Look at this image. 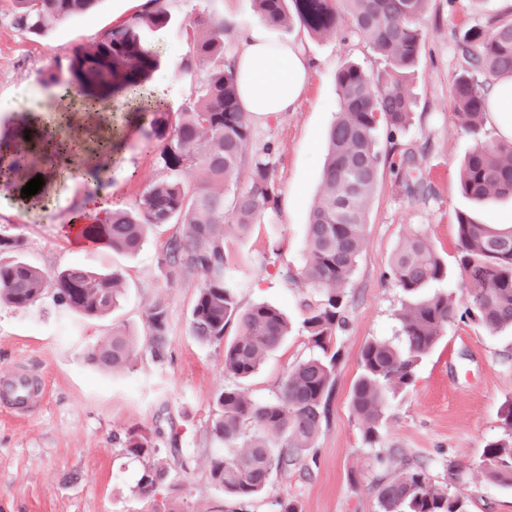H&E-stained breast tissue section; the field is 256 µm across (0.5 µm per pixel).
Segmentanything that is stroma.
<instances>
[{
  "mask_svg": "<svg viewBox=\"0 0 512 512\" xmlns=\"http://www.w3.org/2000/svg\"><path fill=\"white\" fill-rule=\"evenodd\" d=\"M134 0H98L40 36L18 30L11 0H0V141L20 142L28 118L55 107L42 74L53 62H66L80 46L98 40L118 15H130ZM170 15L162 29L144 30L158 50L160 65L150 76L164 88L168 110L176 112L203 83L207 62L183 69L189 46L186 32L202 13L224 20L230 56H237L240 29L255 20L252 0H165ZM512 18L505 0H431L423 21L425 43L410 84L416 100L401 146L415 154L423 183L407 193L390 159L380 161L379 180L367 216L364 241L348 289L349 326L336 343L331 414L301 468L288 478L274 477L266 495L247 502L227 497L210 477L208 461L222 446L211 433L215 397L224 387L241 386L251 397L275 398L288 373L309 352L308 339L293 331L252 378L238 382L224 373V348L191 333V309L203 273L181 275L160 265L174 229L153 228L148 242L129 256L95 245L75 246L62 233L70 214L106 193L128 205L158 177L156 136L139 129L132 113L73 115V134L89 124L119 138L111 154L79 158L98 179L70 181L56 168L42 186L37 204L15 213L13 186L0 185V234L21 238L22 260L46 273L80 264L95 272L120 269L125 294L103 317L85 318L58 306L51 295L16 309L0 305V372L24 368L45 390L42 401L18 410L0 401V512H271L275 498L297 500L301 512H378L374 480L390 470L375 460L362 440L350 396L359 373V353L372 338L392 335L405 295L384 277L391 256L407 237L422 233L448 264L444 288L461 294L466 283L454 262L455 216L466 211L487 224L512 217V198L474 204L459 191V167L474 140L457 122L452 82L464 64L459 37L473 27L487 28L492 17ZM276 41L299 45L311 62L309 85L293 109L252 116L250 151L278 148L275 178L279 211L273 220L252 225L242 238L231 237V255H265L264 263L242 269L241 306L265 302L300 323V301L308 291L286 283L284 269L299 271L307 255L306 224L321 190L325 142L337 111L335 74L345 61L375 70L379 61L358 36L341 32L323 38L300 27L272 29ZM168 305L165 357L155 360L139 346L125 369L103 370L90 355L120 328L145 339L148 311L156 301ZM512 400V334H491L479 323H449L437 348L420 365L414 385L386 421L383 444L426 463L437 481L450 482L469 512H512V488L491 483L475 462L485 446L505 437L501 410ZM148 437L156 460L170 463L181 449L186 468L172 466L152 495L138 491L145 460L125 452L129 435ZM456 476H449V463Z\"/></svg>",
  "mask_w": 512,
  "mask_h": 512,
  "instance_id": "stroma-1",
  "label": "stroma"
}]
</instances>
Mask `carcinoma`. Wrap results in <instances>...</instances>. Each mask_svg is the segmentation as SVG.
<instances>
[{
  "mask_svg": "<svg viewBox=\"0 0 512 512\" xmlns=\"http://www.w3.org/2000/svg\"><path fill=\"white\" fill-rule=\"evenodd\" d=\"M127 22L105 30L99 40L76 49L66 65L56 63L43 82L70 97L100 101L116 92L137 95L159 63L158 52L144 41L145 28H163L170 16L163 0ZM258 15L273 28L299 23L320 37L345 28L360 34L380 61L367 71L348 61L336 72L338 111L327 138L321 191L307 224L308 255L301 271H283L288 283L302 282L319 296L301 301L302 329L315 354L299 361L284 378L272 401L259 402L239 387L216 397L213 436L224 454L209 460L211 479L236 500L265 494L273 476L294 471L326 417L335 384L339 332L348 323L346 290L361 251L367 212L379 177L378 136L394 137L410 125L415 100L410 80L424 42L423 19L430 0H253ZM97 0H13L17 28L40 36L69 17L86 13ZM191 60L209 70L195 99L186 103L167 128L162 103L142 108L139 119L161 140L155 163L158 178L132 207H112L106 224L84 230L91 240L116 252L135 254L152 226L176 227L160 263L181 273L206 275L191 313L193 336L224 343V373L239 381L252 377L292 331L278 307L238 300L237 269L267 256L242 255L230 262L227 239L243 235L257 221L278 210L280 189L274 176L276 148L270 144L247 155L251 140L249 113L239 104L235 61L224 45L226 25L209 15L191 24ZM467 67L453 81L454 115L470 133L482 130L488 102L486 80L512 78V19H495L492 30L469 29L459 39ZM249 163L247 187L237 183L239 168ZM200 174L191 191L185 176ZM460 192L484 201L512 196V141L475 147L465 158ZM457 264L469 284L465 302L450 291L425 290L445 280L448 268L428 238L414 235L392 254L388 273L408 296L398 313L395 339L374 338L360 350L361 372L351 396V409L370 448L381 447L382 428L396 397L413 385L417 367L440 342L457 316L479 322L489 332L512 329V225L481 224L470 213L456 215ZM21 247L17 238L0 236V302L14 308L34 305L48 290L55 302L85 316L111 312L123 295L118 270L99 273L73 265L47 275L7 254ZM147 347L161 358L167 337V306L149 309ZM234 337L226 339L228 329ZM136 353L134 339L112 332L93 360L104 368H125ZM507 437L487 444L479 468L494 484L512 487V403L502 412ZM126 452L146 458L156 452L145 436H130ZM169 477L159 463L146 465L139 481L143 494ZM380 512H468L464 498L435 481L424 462L401 461L400 471L375 480Z\"/></svg>",
  "mask_w": 512,
  "mask_h": 512,
  "instance_id": "obj_1",
  "label": "carcinoma"
}]
</instances>
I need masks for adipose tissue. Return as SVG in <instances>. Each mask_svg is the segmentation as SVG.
<instances>
[{
	"mask_svg": "<svg viewBox=\"0 0 512 512\" xmlns=\"http://www.w3.org/2000/svg\"><path fill=\"white\" fill-rule=\"evenodd\" d=\"M241 39L236 74L244 111L268 116L293 107L310 79V67L302 49L288 42L272 41L265 21L260 19L247 25ZM486 118L497 134L512 138V78L494 84Z\"/></svg>",
	"mask_w": 512,
	"mask_h": 512,
	"instance_id": "adipose-tissue-1",
	"label": "adipose tissue"
}]
</instances>
